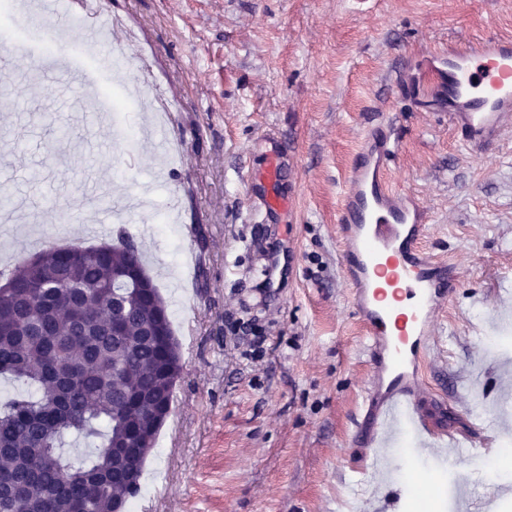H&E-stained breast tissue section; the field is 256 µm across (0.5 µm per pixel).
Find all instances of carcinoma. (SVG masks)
I'll list each match as a JSON object with an SVG mask.
<instances>
[{"label":"carcinoma","mask_w":512,"mask_h":512,"mask_svg":"<svg viewBox=\"0 0 512 512\" xmlns=\"http://www.w3.org/2000/svg\"><path fill=\"white\" fill-rule=\"evenodd\" d=\"M5 279L18 302L0 296V375L22 391L0 404V512H113L139 493L148 456L117 452L153 448L181 372L143 252L123 234L75 257L49 247ZM77 438L95 448L74 455Z\"/></svg>","instance_id":"1"}]
</instances>
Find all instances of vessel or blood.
Returning <instances> with one entry per match:
<instances>
[{"label":"vessel or blood","mask_w":512,"mask_h":512,"mask_svg":"<svg viewBox=\"0 0 512 512\" xmlns=\"http://www.w3.org/2000/svg\"><path fill=\"white\" fill-rule=\"evenodd\" d=\"M431 71L440 81L448 120L474 151L495 143L512 127V39L489 36L465 47L449 46ZM397 143L370 132L356 154L336 214L341 264L365 326L369 362L381 396H370L368 445L386 447L403 421L427 431L421 407L423 343L440 310L459 286L453 265L423 251L427 211L412 195L392 188L387 166ZM282 151H273L250 186L266 214L283 206L280 195L262 186L279 180Z\"/></svg>","instance_id":"obj_1"}]
</instances>
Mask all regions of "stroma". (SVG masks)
<instances>
[{
	"instance_id": "stroma-1",
	"label": "stroma",
	"mask_w": 512,
	"mask_h": 512,
	"mask_svg": "<svg viewBox=\"0 0 512 512\" xmlns=\"http://www.w3.org/2000/svg\"><path fill=\"white\" fill-rule=\"evenodd\" d=\"M102 37L68 33L73 69L0 66V192L22 211L0 261L28 242L142 247L168 304L181 376L145 465L138 512H504L512 463L475 458L449 504L448 457L492 426L512 440V129L472 153L415 68L449 44L512 38V0H96ZM141 58L120 72L115 51ZM148 86L124 121L77 81ZM166 160L136 134L148 111ZM379 127L390 186L425 205L424 246L460 286L424 357L432 431L401 429L374 468L355 441L370 366L336 238L353 154ZM67 139H58L59 131ZM286 146L268 216L246 185ZM263 339L252 360L240 322Z\"/></svg>"
}]
</instances>
